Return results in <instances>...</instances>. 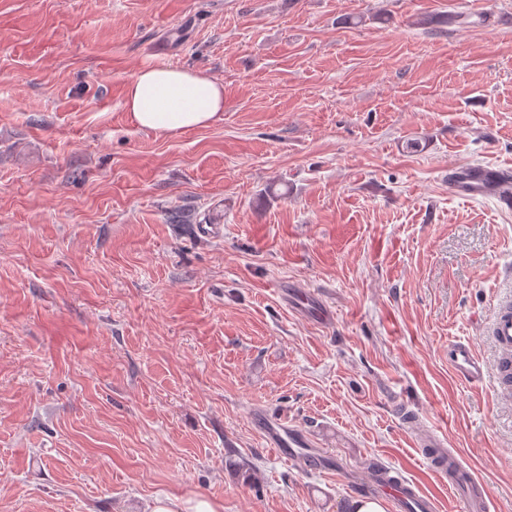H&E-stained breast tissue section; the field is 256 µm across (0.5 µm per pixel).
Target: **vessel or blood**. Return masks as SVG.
Instances as JSON below:
<instances>
[{"label":"vessel or blood","instance_id":"obj_1","mask_svg":"<svg viewBox=\"0 0 512 512\" xmlns=\"http://www.w3.org/2000/svg\"><path fill=\"white\" fill-rule=\"evenodd\" d=\"M468 176L460 180L449 176L450 191L466 196L493 193L499 203L507 209L512 208V191L508 190L507 170L482 165L467 168ZM489 334L501 351L503 357L512 356V306L506 305L497 310L490 325ZM448 364L454 373L470 383L483 380L485 369L483 363L475 356L472 345L467 341H456L448 346ZM255 426L264 441L274 448L279 457L295 461L306 471H325L333 469V462L323 453L313 450L307 434L284 418L268 414L263 409H255L252 414ZM446 449H437L430 455L429 464L440 478L446 479L449 487L472 483L473 475L463 466L449 468ZM383 488L388 489L394 501L409 498L419 499L425 512H439L440 504L436 499L422 496L416 483L405 476L383 481Z\"/></svg>","mask_w":512,"mask_h":512}]
</instances>
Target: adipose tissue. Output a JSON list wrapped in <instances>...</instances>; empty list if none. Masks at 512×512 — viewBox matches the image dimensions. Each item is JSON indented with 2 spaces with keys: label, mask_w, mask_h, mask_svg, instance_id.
<instances>
[{
  "label": "adipose tissue",
  "mask_w": 512,
  "mask_h": 512,
  "mask_svg": "<svg viewBox=\"0 0 512 512\" xmlns=\"http://www.w3.org/2000/svg\"><path fill=\"white\" fill-rule=\"evenodd\" d=\"M124 109L130 121L146 132L204 128L224 112V85L185 67H146L127 82Z\"/></svg>",
  "instance_id": "1"
}]
</instances>
